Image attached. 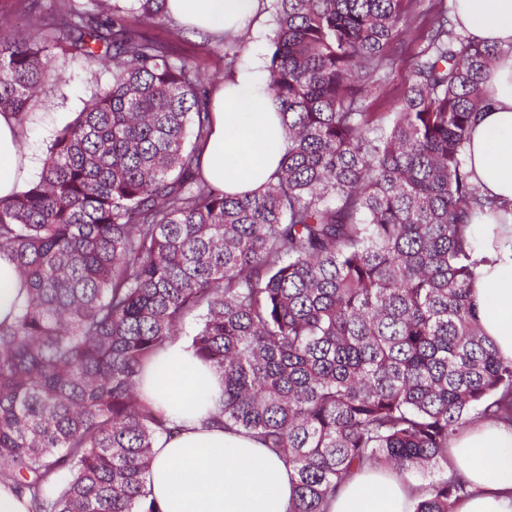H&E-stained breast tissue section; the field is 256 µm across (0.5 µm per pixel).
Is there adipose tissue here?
<instances>
[{
    "label": "adipose tissue",
    "instance_id": "1",
    "mask_svg": "<svg viewBox=\"0 0 512 512\" xmlns=\"http://www.w3.org/2000/svg\"><path fill=\"white\" fill-rule=\"evenodd\" d=\"M170 16L187 31L220 36L258 20L263 0H167ZM452 21L471 42L497 49L485 91L491 101L466 145L467 167L482 194L512 206V0H452ZM16 117L0 113V200L19 193L39 165L21 147ZM286 142L276 105L266 92L262 58L250 55L216 91L211 133L199 153L204 176L230 194L266 184ZM486 262L471 298L480 326L498 354L512 360V209L471 226ZM6 252H0V322L27 300ZM137 395L181 428L152 448L145 490L163 512H288L293 471L255 439L224 429L214 416L224 380L177 341L138 379ZM448 468L470 496L455 512H512V426L482 421L461 430L448 451ZM408 475L380 466L356 472L330 499L328 512H414L418 501Z\"/></svg>",
    "mask_w": 512,
    "mask_h": 512
}]
</instances>
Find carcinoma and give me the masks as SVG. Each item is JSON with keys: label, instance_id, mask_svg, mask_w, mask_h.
<instances>
[{"label": "carcinoma", "instance_id": "carcinoma-1", "mask_svg": "<svg viewBox=\"0 0 512 512\" xmlns=\"http://www.w3.org/2000/svg\"><path fill=\"white\" fill-rule=\"evenodd\" d=\"M167 0H54L37 33L0 20V112L24 123L59 78L50 45L112 66L55 135L36 180L0 201V251L28 301L0 322V481L38 512H161L151 448L180 427L139 403L136 377L198 319L191 348L224 377V428L294 472L288 512H327L366 464L429 475L416 512L469 494L448 447L482 418L512 424V361L483 334L465 145L497 51L424 16L392 111H369L410 29L411 0H266L268 92L288 149L250 195L209 183L218 48L188 58L147 28ZM139 17L140 24L129 20Z\"/></svg>", "mask_w": 512, "mask_h": 512}]
</instances>
